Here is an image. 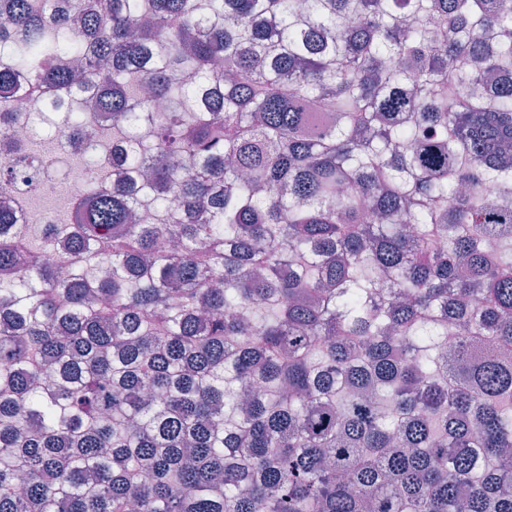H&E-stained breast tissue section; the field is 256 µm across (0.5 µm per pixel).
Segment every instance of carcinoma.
<instances>
[{"label": "carcinoma", "mask_w": 512, "mask_h": 512, "mask_svg": "<svg viewBox=\"0 0 512 512\" xmlns=\"http://www.w3.org/2000/svg\"><path fill=\"white\" fill-rule=\"evenodd\" d=\"M14 41L0 139L27 94L88 189L0 207V512H512V0H0ZM36 189L25 182L15 184L14 187L9 189L8 194L0 189V205H3L6 198H8L12 205L22 213L23 219L17 228L21 234H30L43 224H54L53 210L44 207L54 206V198L35 196V202L42 205L39 206L32 201Z\"/></svg>", "instance_id": "1"}]
</instances>
